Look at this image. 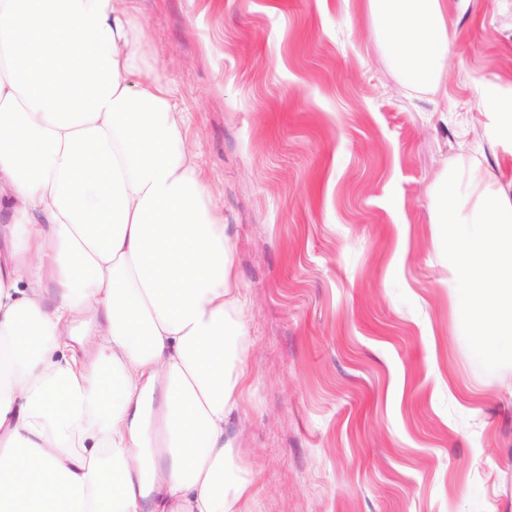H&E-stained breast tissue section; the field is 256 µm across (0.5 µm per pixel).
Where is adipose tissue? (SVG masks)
<instances>
[{
	"instance_id": "obj_1",
	"label": "adipose tissue",
	"mask_w": 512,
	"mask_h": 512,
	"mask_svg": "<svg viewBox=\"0 0 512 512\" xmlns=\"http://www.w3.org/2000/svg\"><path fill=\"white\" fill-rule=\"evenodd\" d=\"M437 87L446 0H364ZM129 0H0V512H252L250 318Z\"/></svg>"
}]
</instances>
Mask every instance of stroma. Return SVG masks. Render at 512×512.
Wrapping results in <instances>:
<instances>
[{
    "mask_svg": "<svg viewBox=\"0 0 512 512\" xmlns=\"http://www.w3.org/2000/svg\"><path fill=\"white\" fill-rule=\"evenodd\" d=\"M447 2L417 92L362 0H131L234 243L253 512H512V366L469 349L427 196L476 165L512 197V0Z\"/></svg>",
    "mask_w": 512,
    "mask_h": 512,
    "instance_id": "stroma-1",
    "label": "stroma"
}]
</instances>
